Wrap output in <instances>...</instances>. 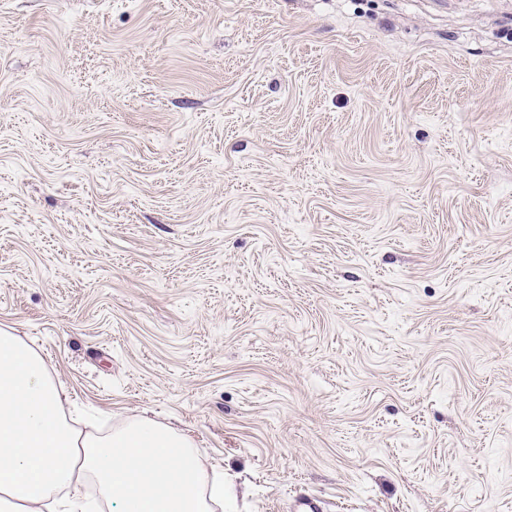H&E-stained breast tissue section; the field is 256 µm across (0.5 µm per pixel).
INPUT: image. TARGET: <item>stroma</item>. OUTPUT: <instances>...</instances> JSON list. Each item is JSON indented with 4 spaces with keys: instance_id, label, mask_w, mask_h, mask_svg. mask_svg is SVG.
I'll return each instance as SVG.
<instances>
[{
    "instance_id": "35a3bbf8",
    "label": "stroma",
    "mask_w": 512,
    "mask_h": 512,
    "mask_svg": "<svg viewBox=\"0 0 512 512\" xmlns=\"http://www.w3.org/2000/svg\"><path fill=\"white\" fill-rule=\"evenodd\" d=\"M0 328L224 512H512V0H0Z\"/></svg>"
}]
</instances>
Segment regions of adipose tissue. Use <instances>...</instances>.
<instances>
[{
    "instance_id": "1",
    "label": "adipose tissue",
    "mask_w": 512,
    "mask_h": 512,
    "mask_svg": "<svg viewBox=\"0 0 512 512\" xmlns=\"http://www.w3.org/2000/svg\"><path fill=\"white\" fill-rule=\"evenodd\" d=\"M31 344L0 329V512H93V478L110 512H214L228 490L193 441L133 418L83 432Z\"/></svg>"
}]
</instances>
